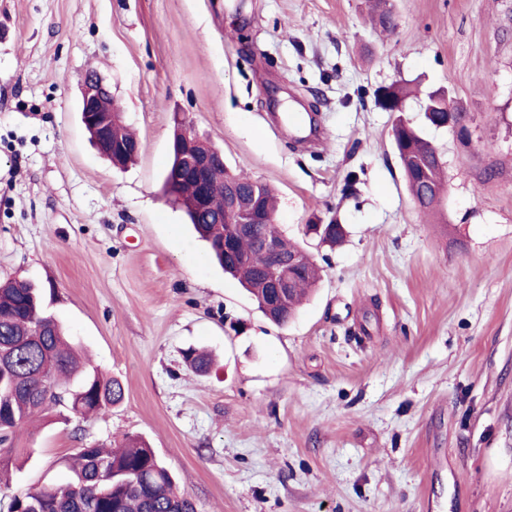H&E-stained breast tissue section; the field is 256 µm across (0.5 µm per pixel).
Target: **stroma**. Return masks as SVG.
Returning <instances> with one entry per match:
<instances>
[{"instance_id":"35a3bbf8","label":"stroma","mask_w":512,"mask_h":512,"mask_svg":"<svg viewBox=\"0 0 512 512\" xmlns=\"http://www.w3.org/2000/svg\"><path fill=\"white\" fill-rule=\"evenodd\" d=\"M0 0V281L49 311L124 401L19 430L0 502L146 438L198 512H512V0ZM139 141L114 167L81 122L88 71ZM444 90L467 136L375 103ZM313 113L297 144L270 120ZM275 188L323 270L285 327L162 191L176 117ZM422 127L446 191L423 211L391 140ZM343 224L335 247L305 237ZM207 352V373L185 349Z\"/></svg>"}]
</instances>
